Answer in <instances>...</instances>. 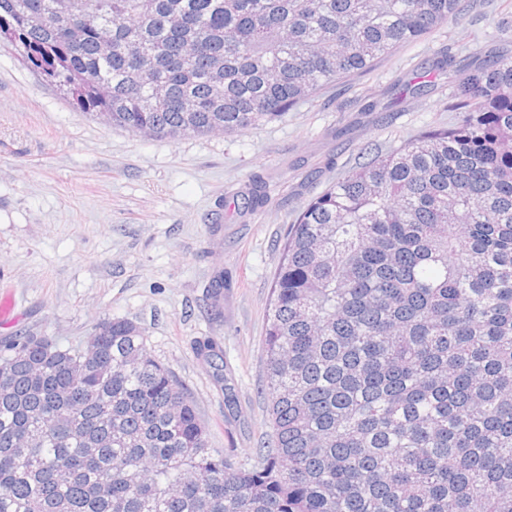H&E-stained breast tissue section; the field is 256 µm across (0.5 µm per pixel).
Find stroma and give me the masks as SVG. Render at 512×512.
Segmentation results:
<instances>
[{
    "label": "stroma",
    "mask_w": 512,
    "mask_h": 512,
    "mask_svg": "<svg viewBox=\"0 0 512 512\" xmlns=\"http://www.w3.org/2000/svg\"><path fill=\"white\" fill-rule=\"evenodd\" d=\"M511 53L512 0H465L458 21L279 120L170 140L82 112L0 41V299L14 312L0 342L79 346L103 319L131 321L197 404L211 448L253 461L271 433L262 343L289 225L352 168L456 122L442 56L474 67ZM207 337L221 358L198 352Z\"/></svg>",
    "instance_id": "35a3bbf8"
}]
</instances>
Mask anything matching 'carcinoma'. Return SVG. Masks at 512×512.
<instances>
[{"instance_id":"1","label":"carcinoma","mask_w":512,"mask_h":512,"mask_svg":"<svg viewBox=\"0 0 512 512\" xmlns=\"http://www.w3.org/2000/svg\"><path fill=\"white\" fill-rule=\"evenodd\" d=\"M0 0V39L158 138L279 119L463 0ZM458 122L346 173L288 228L272 432L235 465L135 324L0 344V512H512V57Z\"/></svg>"}]
</instances>
